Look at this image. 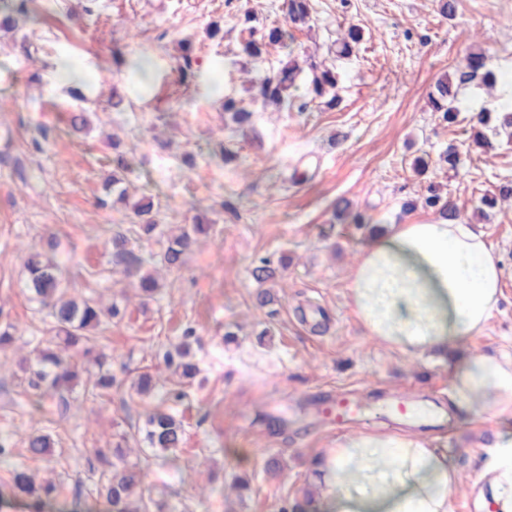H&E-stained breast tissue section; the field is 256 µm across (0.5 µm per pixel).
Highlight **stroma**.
Segmentation results:
<instances>
[{"label": "stroma", "instance_id": "stroma-1", "mask_svg": "<svg viewBox=\"0 0 512 512\" xmlns=\"http://www.w3.org/2000/svg\"><path fill=\"white\" fill-rule=\"evenodd\" d=\"M247 9L264 25L284 19V0H35L18 29L0 28V322L16 327L13 349L0 354V438L13 445L16 463L62 485L39 501L0 500V512H108L96 492L94 451L119 440L166 512H212L201 490L235 474L250 488L240 496L225 492L219 512H298L311 493L315 458L337 439L403 429L399 416L387 413L400 396L440 411L421 430L455 466L450 512H462L466 501L472 512H495L491 498L479 496V476L488 446L512 431V418H457L448 386L460 357L512 360V201L488 218L473 214L482 194L512 178V143L488 153L471 144L474 117L499 106L512 78V0H457L451 20L439 15L435 0H314L312 27L298 33L293 50L341 72L340 105L259 111L252 129L233 132L207 76L220 67L225 93L242 95L236 23ZM214 23L224 28L218 44L207 37ZM350 23L363 28L364 39L351 56L336 57V32ZM187 39L195 51L185 85ZM473 45L487 53L499 82L490 94L477 82L462 88L458 120L448 126L429 111L427 96ZM142 53L152 60L150 88L113 105V85L131 80L115 56ZM70 56L94 75L83 103L55 77ZM82 108L90 128L77 132L69 115ZM114 134L129 149L132 200L159 198L160 223L199 219L210 226L144 307L135 280L113 263L107 234L134 220L128 205L107 202L103 192ZM451 143L462 152L456 177L414 172L420 151L435 156ZM224 146L237 154L232 164L219 157ZM432 181L499 252L504 277L498 309L479 336L446 354L417 357L367 336L347 305L346 286L373 233L433 219V211L403 209ZM340 198L362 224L337 218ZM48 235L60 259L77 260L70 274L75 294L123 300L128 310L109 324L104 341L123 386L95 401L78 386L66 400L48 398L41 412L29 401L18 361L42 327L23 293L24 259ZM264 258L275 270L268 286L277 301L259 308L253 270ZM188 328L200 373L178 409L186 443L165 471L143 441L146 416L161 401L137 395L130 383L147 371L169 384L157 353ZM340 390L360 404L362 417L336 430L321 408ZM36 429L54 436L50 459L25 449ZM274 460L280 471H270Z\"/></svg>", "mask_w": 512, "mask_h": 512}]
</instances>
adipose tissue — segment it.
<instances>
[{"label": "adipose tissue", "instance_id": "adipose-tissue-1", "mask_svg": "<svg viewBox=\"0 0 512 512\" xmlns=\"http://www.w3.org/2000/svg\"><path fill=\"white\" fill-rule=\"evenodd\" d=\"M504 267L482 234L434 220L397 224L372 238L347 284V304L372 336L412 355L446 351L482 333L501 297ZM493 387L485 402L481 392ZM448 399L461 418L512 415V364L486 354L453 367ZM497 512H512V437L499 435L482 473ZM305 512H448L455 469L414 432L337 441L313 465Z\"/></svg>", "mask_w": 512, "mask_h": 512}]
</instances>
